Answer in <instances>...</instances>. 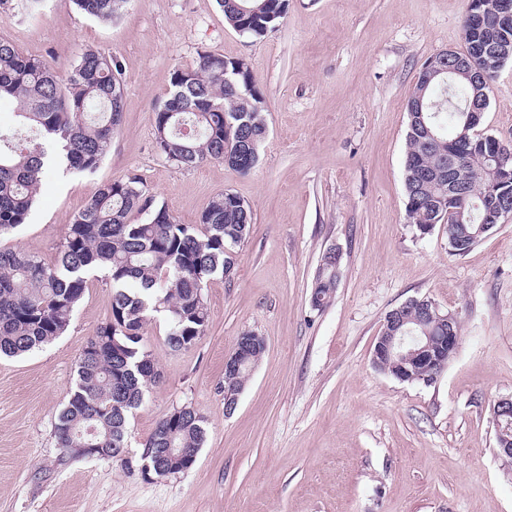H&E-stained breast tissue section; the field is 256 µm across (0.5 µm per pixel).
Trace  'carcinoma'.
I'll return each mask as SVG.
<instances>
[{
  "instance_id": "1",
  "label": "carcinoma",
  "mask_w": 512,
  "mask_h": 512,
  "mask_svg": "<svg viewBox=\"0 0 512 512\" xmlns=\"http://www.w3.org/2000/svg\"><path fill=\"white\" fill-rule=\"evenodd\" d=\"M85 14L103 22L122 15L128 0H74ZM225 22L242 35L262 38L283 17L287 0H217ZM473 90L462 83L432 84L423 95L425 112L408 120L404 188L406 216L420 229L448 225V234L466 237L458 255L475 243L488 207L485 188L492 161L481 148L464 158L468 194L437 212L434 201L442 185L421 182L419 168L448 166V141L463 131L467 101ZM20 102L18 121L31 134L0 128V237L26 223L36 203L45 165L57 160L69 170L94 172L112 146L125 112L119 63L86 48L62 77L42 59L0 38V99ZM157 151L176 169L218 161L247 174L259 161L265 139V98L248 64L241 58L203 53L192 67H175L165 100L155 104ZM148 214L138 222L134 215ZM253 210L231 191L213 196L199 224H181L147 196L137 176L97 186L69 224L58 260L46 264L34 252L0 248V357H16L45 346L70 325L91 272L112 283L110 320L83 350L70 397L60 411L54 435L58 447L74 457L77 448H100L105 459L129 464L127 426L133 410L159 373L143 344V328L152 313L165 312L174 349L196 343L208 326L204 296L217 276L231 280L236 266L233 248L244 243ZM337 288L336 263L325 253L315 278L311 302L323 308ZM412 338L400 349L401 361L425 381L445 362L425 366L416 352L440 345L446 324L415 321L403 313ZM423 340H415V337ZM264 350L249 351L237 379L227 384L238 395ZM206 440L204 420L188 406L176 408L156 424L144 444L150 473L165 477L191 466L169 448L198 455Z\"/></svg>"
}]
</instances>
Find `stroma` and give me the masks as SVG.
I'll use <instances>...</instances> for the list:
<instances>
[{
    "label": "stroma",
    "mask_w": 512,
    "mask_h": 512,
    "mask_svg": "<svg viewBox=\"0 0 512 512\" xmlns=\"http://www.w3.org/2000/svg\"><path fill=\"white\" fill-rule=\"evenodd\" d=\"M467 3L288 0L254 39L217 0H129L111 22L73 0H0V37L63 72L87 47L113 56L126 97L96 172L50 165L26 224L0 245L54 263L96 187L129 175L183 224L227 190L254 212L234 278L204 290L205 334L175 351L164 316L143 331L161 378L130 421V453L188 405L207 430L194 466L146 477L58 448L78 359L111 317L112 286L92 274L62 336L0 359V512H512L493 421L495 400L512 395V218L463 256L446 224L423 235L406 221V103L425 60L462 49ZM204 52L244 59L264 92L268 136L249 174L216 161L177 170L155 147L152 105L171 70ZM481 127L512 145V62ZM332 246L339 285L317 310L310 293ZM423 297L457 315L459 344L432 382H402L372 352L387 313ZM246 331L265 351L229 413L224 360Z\"/></svg>",
    "instance_id": "1"
}]
</instances>
